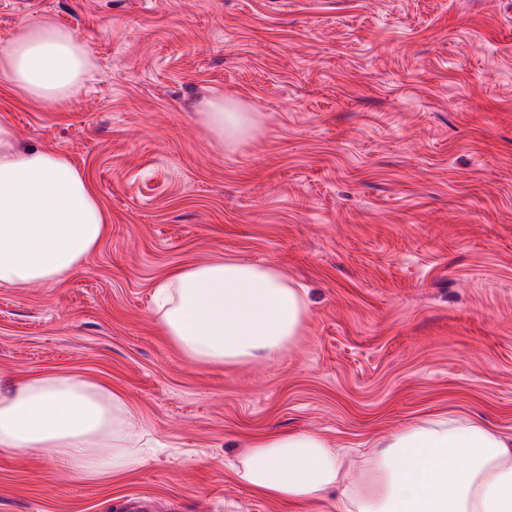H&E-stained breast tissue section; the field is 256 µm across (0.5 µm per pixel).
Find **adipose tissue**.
Wrapping results in <instances>:
<instances>
[{"label": "adipose tissue", "mask_w": 512, "mask_h": 512, "mask_svg": "<svg viewBox=\"0 0 512 512\" xmlns=\"http://www.w3.org/2000/svg\"><path fill=\"white\" fill-rule=\"evenodd\" d=\"M91 65L82 42L49 24L22 29L0 51V80L49 105L73 96ZM226 138L253 121L234 103L205 104ZM108 231L97 195L61 152L23 146L0 123V288L59 285ZM155 318L196 363L276 359L299 336L305 293L277 268L216 258L157 283ZM125 396L70 374H44L0 389V447L63 456L82 477L143 466ZM97 449L89 457L88 449ZM342 452L309 432L255 439L235 468L254 492L290 504L331 500L334 512H512V436L441 415L388 435L347 481Z\"/></svg>", "instance_id": "ef3b65f1"}]
</instances>
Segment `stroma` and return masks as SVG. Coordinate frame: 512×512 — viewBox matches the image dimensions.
I'll list each match as a JSON object with an SVG mask.
<instances>
[{
	"label": "stroma",
	"mask_w": 512,
	"mask_h": 512,
	"mask_svg": "<svg viewBox=\"0 0 512 512\" xmlns=\"http://www.w3.org/2000/svg\"><path fill=\"white\" fill-rule=\"evenodd\" d=\"M49 21L92 76L50 107L0 82V121L65 153L109 231L65 283L0 289V383L124 394L144 466L82 478L0 449V512H330L260 496V436L352 451L435 415L512 435V0H0V51ZM256 120L234 142L213 98ZM230 257L279 268L308 312L275 361L197 364L155 283Z\"/></svg>",
	"instance_id": "1"
}]
</instances>
